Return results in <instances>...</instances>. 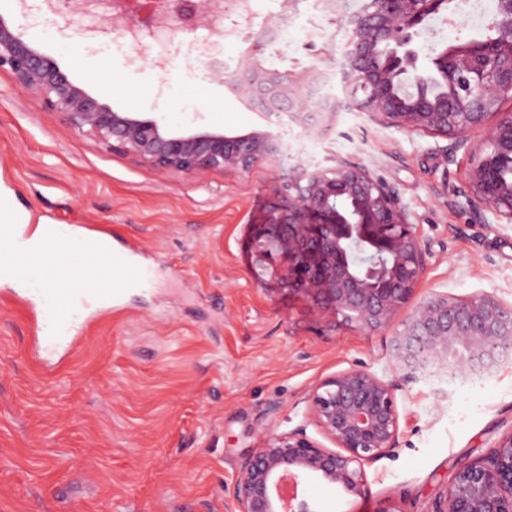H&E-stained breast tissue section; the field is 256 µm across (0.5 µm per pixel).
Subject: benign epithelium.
<instances>
[{
  "label": "benign epithelium",
  "mask_w": 512,
  "mask_h": 512,
  "mask_svg": "<svg viewBox=\"0 0 512 512\" xmlns=\"http://www.w3.org/2000/svg\"><path fill=\"white\" fill-rule=\"evenodd\" d=\"M438 0H363L348 19L344 47V97L330 110L306 94L314 70L276 69L266 52L273 27L248 35L236 69L222 71L225 85L269 118L282 112L336 108L365 112L379 125L427 132L449 140L448 159L466 160L467 205L481 218L512 223V183L500 168L512 161V0H497L508 19L488 39L448 45L430 58L448 91L399 96L396 71L420 83L428 71L414 44L423 13ZM156 0H123V12L151 28ZM0 76L29 92L41 106L108 149L156 171L246 173L277 159L279 145L263 129L244 134L196 131L176 135L155 119L115 112L72 83L57 63L25 39L24 27L0 17ZM485 129L475 142L471 132ZM259 256L288 259L291 286L329 316L388 335L386 350L400 381L349 368L320 381L308 397L307 421L269 435L245 459L233 488L236 512H314L299 493L307 479L359 495L364 464L389 455L398 443L397 392L428 365L463 371L487 369L512 352V303L489 293L459 298L414 295L428 253L409 211L367 166L338 158L328 169L292 171L283 199L254 230ZM314 425L329 448L308 433ZM430 512H512V431L484 457L461 465Z\"/></svg>",
  "instance_id": "obj_1"
}]
</instances>
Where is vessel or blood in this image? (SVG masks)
I'll list each match as a JSON object with an SVG mask.
<instances>
[{
	"mask_svg": "<svg viewBox=\"0 0 512 512\" xmlns=\"http://www.w3.org/2000/svg\"><path fill=\"white\" fill-rule=\"evenodd\" d=\"M31 237L25 224L0 229V275L22 285L18 299L34 326L29 352L49 372L79 347L90 322L111 311L113 298L149 281L150 269L133 248L110 250L109 234L102 230L80 233L69 225H49V249L40 256L29 245ZM85 255L94 258V266L81 281L67 278L73 261Z\"/></svg>",
	"mask_w": 512,
	"mask_h": 512,
	"instance_id": "obj_1",
	"label": "vessel or blood"
}]
</instances>
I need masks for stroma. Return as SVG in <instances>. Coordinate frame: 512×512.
Wrapping results in <instances>:
<instances>
[{
  "label": "stroma",
  "instance_id": "stroma-1",
  "mask_svg": "<svg viewBox=\"0 0 512 512\" xmlns=\"http://www.w3.org/2000/svg\"><path fill=\"white\" fill-rule=\"evenodd\" d=\"M362 0H336L309 41L289 26L282 0H255L234 16L244 33L281 28L270 67L342 66L345 18ZM75 0L49 13L44 0H0V17L24 24L29 44L117 112L160 120L170 132L265 127L277 161L247 173L159 172L73 129L0 76V190L33 219L105 228L136 243L154 279L92 322L52 373L29 355L31 327L0 281V512H233L242 461L268 435L305 421L323 378L351 367L396 378L385 336L331 317L288 287V264L259 259L252 243L289 171L330 167L342 156L392 188L429 253L418 296L494 294L512 302V224L465 206L463 158L445 138L337 111L328 126L280 115L264 120L190 48L214 41L205 17L159 44L113 47L126 19L90 21ZM440 35L420 49L486 36L454 0ZM398 446L365 466L361 495L302 484L320 512H428L458 465L485 456L512 431V357L472 391L447 395L435 377L397 394Z\"/></svg>",
  "mask_w": 512,
  "mask_h": 512
}]
</instances>
